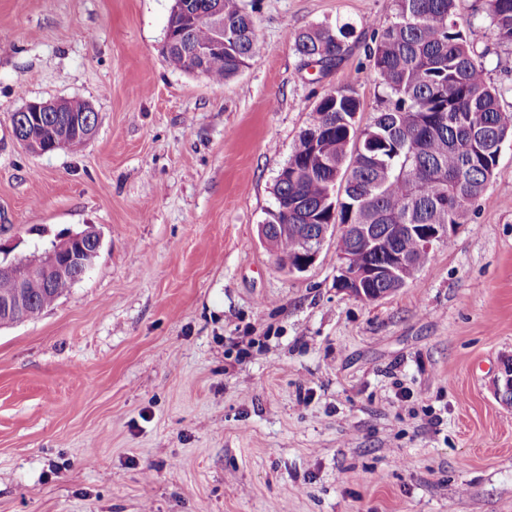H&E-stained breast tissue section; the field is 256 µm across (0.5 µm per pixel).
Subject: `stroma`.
Wrapping results in <instances>:
<instances>
[{
    "label": "stroma",
    "instance_id": "stroma-1",
    "mask_svg": "<svg viewBox=\"0 0 512 512\" xmlns=\"http://www.w3.org/2000/svg\"><path fill=\"white\" fill-rule=\"evenodd\" d=\"M466 35L512 109V46ZM265 53L220 84L162 54L173 0H0V257L94 226L89 272L0 327V512H512V140L405 287H336V240L288 272L259 228L311 110L382 90L365 42L328 73L297 32L386 25L396 0H240ZM97 114L35 155L31 100ZM86 102L83 101H67L57 100L49 102L29 101L24 107L18 110L12 121L13 134L20 145L32 154H45L57 149L67 147V144L73 135L79 137H72L69 143V149L77 151L85 144L86 139H90L95 133V125L93 122L92 114L86 112H94L93 108L89 105L86 112ZM68 112H83L81 115H72ZM42 112H46L43 127ZM57 112L60 113L58 119L57 130L55 128ZM42 128L45 137L50 138L56 131V134L50 140H45L42 137Z\"/></svg>",
    "mask_w": 512,
    "mask_h": 512
}]
</instances>
